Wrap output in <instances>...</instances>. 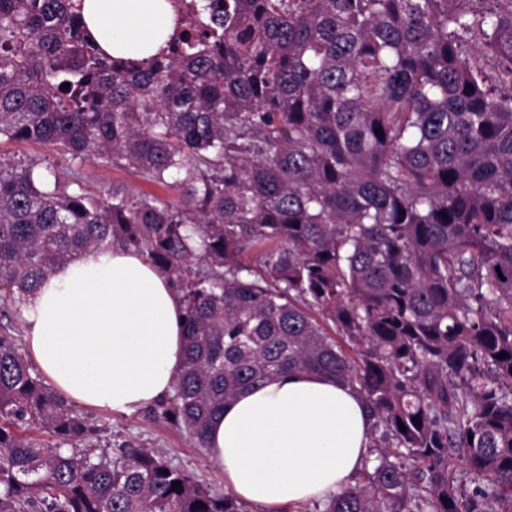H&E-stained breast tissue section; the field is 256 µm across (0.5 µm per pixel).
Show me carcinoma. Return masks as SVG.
Instances as JSON below:
<instances>
[{
  "mask_svg": "<svg viewBox=\"0 0 512 512\" xmlns=\"http://www.w3.org/2000/svg\"><path fill=\"white\" fill-rule=\"evenodd\" d=\"M82 2L0 0V140L173 195L0 156V297L135 249L185 307L158 417L198 447L240 390L317 373L373 418L324 512H512V0H204L154 58L107 55ZM90 433L1 334L0 512H244ZM79 166L81 167L85 188L95 193L107 190L112 186V183L125 182L136 187L138 190L150 192L160 197H169L172 194L171 191L143 181L122 169L112 168V166H101L90 161Z\"/></svg>",
  "mask_w": 512,
  "mask_h": 512,
  "instance_id": "cac0c4a2",
  "label": "carcinoma"
}]
</instances>
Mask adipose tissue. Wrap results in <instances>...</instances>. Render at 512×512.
I'll use <instances>...</instances> for the list:
<instances>
[{
  "instance_id": "obj_1",
  "label": "adipose tissue",
  "mask_w": 512,
  "mask_h": 512,
  "mask_svg": "<svg viewBox=\"0 0 512 512\" xmlns=\"http://www.w3.org/2000/svg\"><path fill=\"white\" fill-rule=\"evenodd\" d=\"M83 13L112 55H153L176 26L169 0H83ZM20 312L31 361L67 402L133 416L172 393L184 363V306L135 250L63 263ZM371 426L354 388L291 372L226 402L209 424L207 453L239 501L281 512L352 485L370 460Z\"/></svg>"
}]
</instances>
